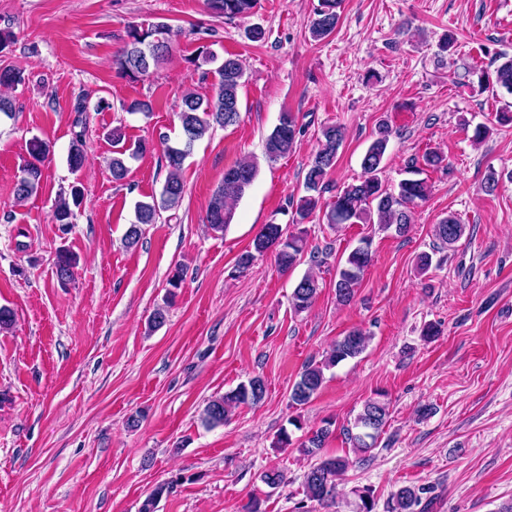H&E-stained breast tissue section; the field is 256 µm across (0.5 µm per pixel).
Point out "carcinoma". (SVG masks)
I'll return each mask as SVG.
<instances>
[{
	"label": "carcinoma",
	"instance_id": "cac0c4a2",
	"mask_svg": "<svg viewBox=\"0 0 512 512\" xmlns=\"http://www.w3.org/2000/svg\"><path fill=\"white\" fill-rule=\"evenodd\" d=\"M211 12L226 20L246 17L253 13L257 0H207ZM342 0H319L315 10L310 34L315 40H321L336 29L340 19L339 10ZM177 36L164 22L147 25L130 24L126 28V39L120 54L115 60L119 73L131 82H137L157 69L170 54L174 37ZM500 64L494 70V79L484 77L479 80L484 90L512 95V56L505 52L496 55ZM218 90L212 97L196 92L184 95L178 118L181 137L172 142L164 137L161 140L162 159L167 171L160 196L136 204V220L129 224L124 236L127 246L138 245L143 236V226L155 223L158 212L176 208L183 199L185 186L181 176L186 158L191 154L194 144L205 138L216 127L226 128L239 120V89L244 77V68L240 59L229 56L217 70ZM25 82L24 70L18 67L0 68V115L13 116V104L6 91L17 88ZM80 130L74 132L68 154L72 169H80L85 160V129L82 119L76 120ZM301 133L296 117L290 112L280 116L279 123L265 141V156L275 161L290 153ZM391 130L382 123L378 126L376 137L367 147L361 167L363 176L340 190L330 200H323L330 191L328 173L335 167L338 152L346 138L345 128L339 124H328L320 131L321 147L311 160L305 174L304 186L307 195L297 203L296 212L300 219L309 218L314 212H323L326 223L338 224H376L383 231H392L397 236H405L411 229L413 209L428 199L431 185L420 174L423 168L438 169L444 162V156L437 149H428L422 159H411L406 165L410 177L401 180L397 190L384 188L380 174L382 162L387 150ZM150 145L144 141L133 143L129 147L121 146L113 151L110 162L112 179L124 180L129 173V162L146 153ZM50 151L49 144L34 137L28 145L29 159L20 170L14 189V199L21 203L39 192L43 181L42 164ZM258 165L254 162H237L224 171V180L215 191L208 204L205 220L215 233H222L231 224L237 203L246 189L253 183ZM83 201L81 188L73 185L69 193H61L55 201L54 219L56 223H72L75 210ZM464 226L453 217H447L434 225V235L443 245L455 244L463 235ZM307 246L305 231L289 233L281 224L263 225L253 239L252 248L241 253L236 262L239 271L245 272L254 264L257 257L272 251L280 270L287 271L300 260ZM372 259L371 242L367 239L348 254L344 264L336 271L335 291L337 301L347 304L356 294L366 268ZM77 257L70 251L61 250L56 255V276L64 283L73 276ZM319 291L317 278L312 274L304 275L294 286L290 296L292 307L297 312L309 309ZM370 336L361 329H353L336 340L325 359L319 363H307L299 380L293 385L290 401L296 406L308 404L321 390L325 382V371L338 363L361 355L367 348ZM266 395L265 381L254 376L239 383L236 388L208 400L201 422L207 428L224 424L231 409L240 405H257ZM388 403L381 398H373L364 404L356 416L352 427L346 429L347 441L357 453H367L375 447L377 440L387 423ZM333 422L326 420L313 430L307 440L300 444L299 452L316 458V462L304 474L303 488L307 500L318 503L332 501L336 497V481L352 464L348 456H325L322 449L332 434ZM181 480L176 477L157 485L143 502L140 512H155L156 503L169 493ZM423 489L414 486H402L391 495L388 512H417L421 504Z\"/></svg>",
	"mask_w": 512,
	"mask_h": 512
}]
</instances>
